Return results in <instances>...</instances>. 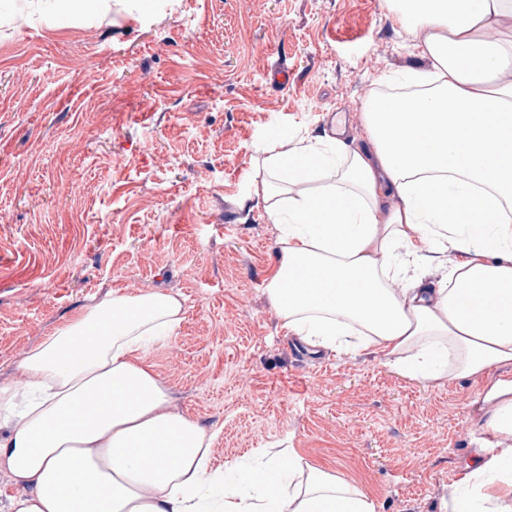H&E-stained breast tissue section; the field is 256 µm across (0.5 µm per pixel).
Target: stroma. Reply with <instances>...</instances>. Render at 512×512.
Listing matches in <instances>:
<instances>
[{
	"label": "stroma",
	"mask_w": 512,
	"mask_h": 512,
	"mask_svg": "<svg viewBox=\"0 0 512 512\" xmlns=\"http://www.w3.org/2000/svg\"><path fill=\"white\" fill-rule=\"evenodd\" d=\"M287 84L269 74L277 59ZM389 0H12L0 13V383L118 292L177 294L146 362L218 438L212 469L294 448L377 512H439L480 435L484 379L429 385L289 335L266 284V150L341 131L426 66Z\"/></svg>",
	"instance_id": "35a3bbf8"
}]
</instances>
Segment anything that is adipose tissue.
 Wrapping results in <instances>:
<instances>
[{"instance_id":"adipose-tissue-1","label":"adipose tissue","mask_w":512,"mask_h":512,"mask_svg":"<svg viewBox=\"0 0 512 512\" xmlns=\"http://www.w3.org/2000/svg\"><path fill=\"white\" fill-rule=\"evenodd\" d=\"M429 68L412 96H369L371 150L326 135L269 149L259 181L327 185L289 195L266 291L313 347L384 355L427 382L490 375L468 495L442 512H512V0H393ZM431 250L455 253L438 283ZM407 277L408 286L389 288ZM184 301L112 294L56 327L0 383V473L9 512H376L358 485L286 449L213 498L216 435L174 410L144 355L171 338Z\"/></svg>"}]
</instances>
